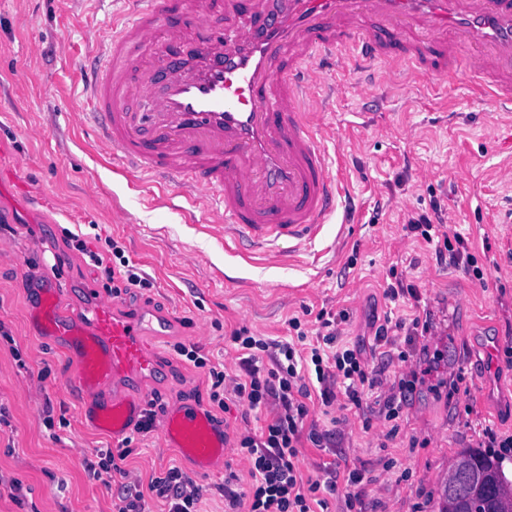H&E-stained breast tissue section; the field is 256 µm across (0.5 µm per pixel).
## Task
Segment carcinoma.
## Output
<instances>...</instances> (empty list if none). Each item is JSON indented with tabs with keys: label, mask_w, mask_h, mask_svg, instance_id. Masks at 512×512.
I'll list each match as a JSON object with an SVG mask.
<instances>
[{
	"label": "carcinoma",
	"mask_w": 512,
	"mask_h": 512,
	"mask_svg": "<svg viewBox=\"0 0 512 512\" xmlns=\"http://www.w3.org/2000/svg\"><path fill=\"white\" fill-rule=\"evenodd\" d=\"M466 470L470 476L484 478L487 492L482 499L465 500L444 491L438 504V512H485L489 501L496 500L498 507L509 509L512 507V478L503 467L502 457L479 448H472L461 452L456 458L450 475Z\"/></svg>",
	"instance_id": "obj_1"
}]
</instances>
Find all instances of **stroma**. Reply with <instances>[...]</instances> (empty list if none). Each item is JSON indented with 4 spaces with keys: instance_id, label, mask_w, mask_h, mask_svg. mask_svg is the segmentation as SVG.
<instances>
[{
    "instance_id": "1",
    "label": "stroma",
    "mask_w": 512,
    "mask_h": 512,
    "mask_svg": "<svg viewBox=\"0 0 512 512\" xmlns=\"http://www.w3.org/2000/svg\"><path fill=\"white\" fill-rule=\"evenodd\" d=\"M123 0H0V406L10 425L0 430V512H116L119 484L89 476L86 462L112 437L84 423L77 395L65 386L71 361L58 342L39 337L30 310L42 284L58 288L63 308L77 310L92 295L110 297L127 313L149 307L172 321L160 341L168 377L148 387L169 410L181 401L208 404V371L180 356L196 345L212 365L240 357L229 335L291 341L288 320L316 328L320 310H347L346 342L374 343V318L409 314V301L387 299L394 275L418 285L420 304L436 327L429 346L445 357L444 378L463 374L453 398L414 393L399 432L373 419L314 405L310 417L322 447L305 444L308 474L335 463L337 474L362 470L365 512H437L452 465L478 447L484 429L512 436V223L498 211L512 187L498 178L512 163V112L491 105L479 88L455 81L387 87L356 101L351 73L336 74L326 122L343 131L327 141L351 185L348 200L322 236L287 260L244 262L224 249V227L202 210L181 211L176 189L144 188L116 167L84 118L85 72L107 50L106 29ZM456 179H449V172ZM440 207L445 231H459L487 274L438 263L434 245L408 233L411 215ZM345 241H337L340 225ZM85 250H77V241ZM120 246L151 282L113 295L112 283L88 258L115 264ZM493 353H486V346ZM124 466L148 487L168 468L192 467L166 448L161 434L125 437ZM21 484L23 504L10 496Z\"/></svg>"
}]
</instances>
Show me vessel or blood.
I'll return each instance as SVG.
<instances>
[{
  "label": "vessel or blood",
  "instance_id": "vessel-or-blood-1",
  "mask_svg": "<svg viewBox=\"0 0 512 512\" xmlns=\"http://www.w3.org/2000/svg\"><path fill=\"white\" fill-rule=\"evenodd\" d=\"M111 50L87 79L86 118L124 170L175 186L210 208L244 260L281 243L312 242L336 208L341 181L320 98L331 75L355 71L354 95L406 86L395 62L460 82L512 106V0H124ZM43 337L62 339L81 416L120 439L139 422L144 382L164 372L156 339L167 324L143 309L118 316L95 296L63 320L56 293L36 310ZM166 446L204 474L230 456L224 427L182 402L161 424Z\"/></svg>",
  "mask_w": 512,
  "mask_h": 512
}]
</instances>
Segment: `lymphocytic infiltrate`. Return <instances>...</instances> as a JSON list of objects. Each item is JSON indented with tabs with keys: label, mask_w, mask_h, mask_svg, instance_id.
<instances>
[{
	"label": "lymphocytic infiltrate",
	"mask_w": 512,
	"mask_h": 512,
	"mask_svg": "<svg viewBox=\"0 0 512 512\" xmlns=\"http://www.w3.org/2000/svg\"><path fill=\"white\" fill-rule=\"evenodd\" d=\"M407 227L420 233L425 241L435 242L439 260L454 266L472 267L474 258L461 234L434 240V224L429 215L409 217ZM348 319L347 310L318 313L319 328L315 342H308L299 318H291L289 327L295 330L296 342H281L262 336L249 335L236 329L230 340L242 354L235 367L209 365L198 347L178 346L180 355L194 367L207 368L211 380L209 398L213 406L226 409L236 401L248 410L265 415L260 430L251 427L237 429L226 443L246 458L247 480L229 474L224 480V512H315L326 507V498L344 489L346 512H362L364 479L362 472L349 470L344 479H337L334 466L323 469L322 478L306 474L300 460L304 442L322 447L323 436L309 424L310 402L319 399L329 407L344 399L345 409L358 415L371 411L373 404L382 405L388 419L399 416L401 405L407 402L418 384L431 375L439 355L429 354L423 338L431 334L433 318L429 310H414L408 317L385 319L375 330L377 346L390 344L392 337H403L405 350L386 354V361L405 363L406 369L393 374L385 367H372L363 344H340L341 325ZM267 355L271 366L258 365L260 355ZM98 463L92 473L104 486L121 483L123 497L117 512H150L149 498L164 503L167 512H200L205 496L202 485L180 468L168 469L165 476L152 480L148 490L130 482V473L123 466L126 451L100 448Z\"/></svg>",
	"instance_id": "obj_1"
}]
</instances>
